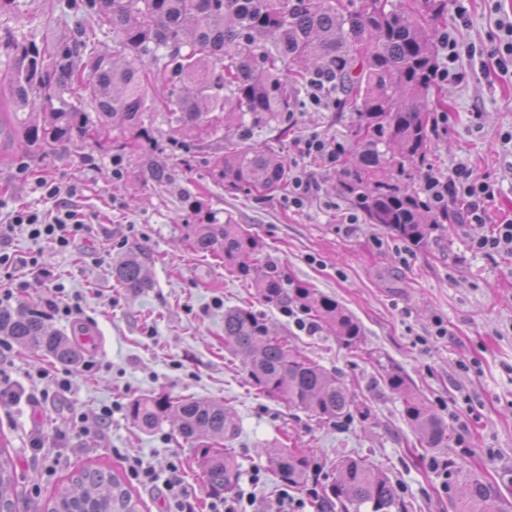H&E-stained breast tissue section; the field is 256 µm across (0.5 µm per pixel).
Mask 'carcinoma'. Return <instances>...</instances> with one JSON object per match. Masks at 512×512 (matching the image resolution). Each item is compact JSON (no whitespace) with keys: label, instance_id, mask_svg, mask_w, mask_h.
Listing matches in <instances>:
<instances>
[{"label":"carcinoma","instance_id":"1","mask_svg":"<svg viewBox=\"0 0 512 512\" xmlns=\"http://www.w3.org/2000/svg\"><path fill=\"white\" fill-rule=\"evenodd\" d=\"M97 29H76L41 44L10 42L15 56L11 98L31 107L27 116L0 119V137L18 132L24 147L50 156L63 142L96 139L115 129L149 139L143 127L147 99L162 106L176 130L198 138L230 127L234 113L277 122L294 111L297 86L321 78L336 93L349 126L353 161L340 191L370 224L415 247L453 219L448 202L435 203L421 184L402 178L421 173L434 156L435 122L426 101L437 84L436 24L448 0H85ZM112 35L108 54L97 34ZM164 46L167 54L156 50ZM209 175L229 192L272 193L290 179L288 161L230 142L213 156ZM192 249L224 260V269L251 282L261 300L288 303L285 271L257 265L262 242L241 224L188 225ZM112 278L135 295L152 284L143 261L129 253L112 266ZM295 299L348 349L358 347V321L336 300L297 285ZM0 336L75 365L82 350L49 328L34 306H0ZM224 345L241 357L249 377L269 398L284 401L325 422L351 417L352 396L336 377L303 356L267 319L250 308L224 312ZM388 388L400 394L407 421L424 449L449 439L448 424L411 386L398 367L384 369ZM126 415L143 430L169 419L197 444L206 494L234 492L239 466L224 453L236 428L224 404L169 395L136 397ZM276 484L304 492L314 512H368L377 501L386 512H407L390 478L360 456L341 457L339 478L323 477L325 464L312 448L266 450ZM16 466L0 450V512H18ZM498 490L477 478L464 480L459 512H501ZM142 501L123 477L102 468L74 471L59 487L48 512H141Z\"/></svg>","mask_w":512,"mask_h":512}]
</instances>
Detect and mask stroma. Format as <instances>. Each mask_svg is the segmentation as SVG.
I'll return each instance as SVG.
<instances>
[{
  "instance_id": "stroma-1",
  "label": "stroma",
  "mask_w": 512,
  "mask_h": 512,
  "mask_svg": "<svg viewBox=\"0 0 512 512\" xmlns=\"http://www.w3.org/2000/svg\"><path fill=\"white\" fill-rule=\"evenodd\" d=\"M464 5L465 14L449 10L448 40L438 47L440 62H453L459 78L441 85L432 173L444 178L466 164L493 184L495 198L489 223L449 225L421 249L357 217L337 191L345 158L332 163L298 153V142L312 136L344 148L350 143L351 114L327 100L313 102L306 87L285 124L246 115L229 133L239 144L287 159L292 175L314 176L316 191L298 207L288 189L264 198L225 192L208 175L223 142L174 134L166 115L152 108L144 123L154 143L131 157H119L105 138L62 143L45 159L20 141L0 142V226L12 224L20 209L55 217L40 188L45 179L73 189V208L86 223L65 247L15 227L8 246L13 262L0 268V292L26 282L21 303L37 306L66 336L84 327L102 342L79 365L17 345L0 352V381L16 391L0 398V447L17 461L19 512H45L70 474L90 464L117 469L144 512H174L164 488L173 472L194 512H211L194 447L171 422L146 432L126 416L131 399L158 394L223 401L236 425L227 447L240 464L237 492L255 495L256 512H283L267 472L269 448L316 449L331 478L339 456H362L388 475L408 512H456L440 466L451 457L463 473L497 485L503 512H512V256L470 249L472 238L512 219V54L500 28L512 21V0ZM93 23L67 10L64 0H15L0 12V80L13 69L9 38L39 43ZM22 162L29 168L24 177L17 172ZM155 165L166 167L172 183L148 179ZM207 216L245 225L265 244L259 264L277 263L293 282L347 308L362 325L360 348L346 349L326 328L311 325L299 305L260 301L222 259L195 254L185 227ZM139 250L153 286L132 295L114 287L111 271ZM64 299L79 303L81 314L55 312L53 303ZM233 307L263 314L292 347L340 379L356 405L352 418L324 422L264 396L224 344V312ZM440 326L445 335H437ZM389 365L400 367L445 420L448 444L420 448L400 396L383 380ZM62 378L69 383L64 392L57 387ZM105 408L112 415L103 421ZM36 439L41 447H33ZM135 460L155 471V482L132 474Z\"/></svg>"
}]
</instances>
